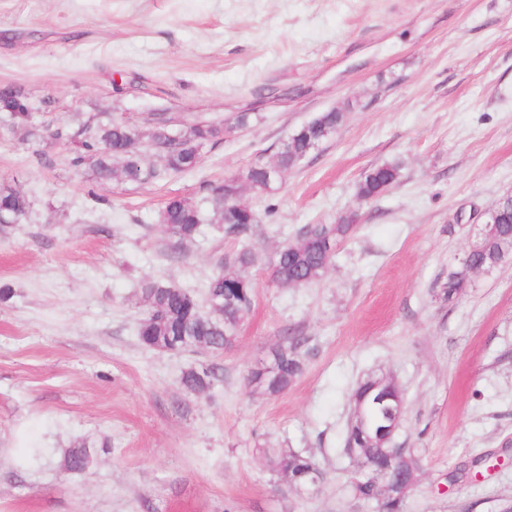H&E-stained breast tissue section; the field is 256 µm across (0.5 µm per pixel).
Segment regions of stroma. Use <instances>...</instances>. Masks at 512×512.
Masks as SVG:
<instances>
[{
    "instance_id": "obj_1",
    "label": "stroma",
    "mask_w": 512,
    "mask_h": 512,
    "mask_svg": "<svg viewBox=\"0 0 512 512\" xmlns=\"http://www.w3.org/2000/svg\"><path fill=\"white\" fill-rule=\"evenodd\" d=\"M6 85L47 132L0 130V183L31 201L0 235V512H374L343 452L352 391L374 374L404 395L394 445L417 468L405 512L512 501V263L439 294L479 238L473 213L512 193V0H0ZM330 109L344 114L332 136L271 190L244 189L259 216L247 236L208 221L170 258L168 198L209 211L206 185L274 162ZM155 113L224 136L147 185L72 165L87 120ZM382 163L398 182L361 200L362 173ZM352 212L323 279L280 287L276 252ZM244 247L254 302L230 349L141 343L144 280L200 295ZM291 329L308 339L303 374L279 396L254 392L249 369ZM214 361L222 383L182 388ZM81 444L93 461L69 472ZM267 448L312 454L319 489L289 490Z\"/></svg>"
}]
</instances>
